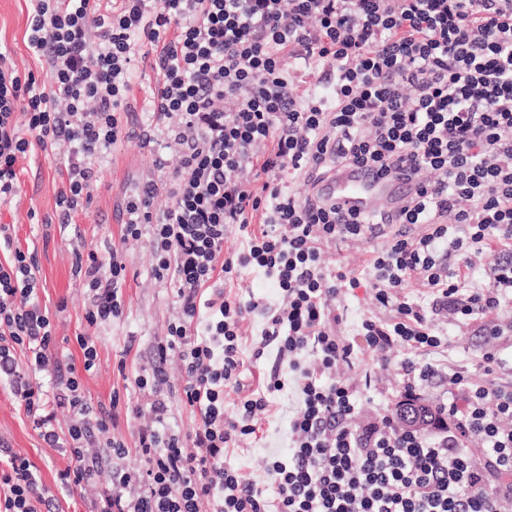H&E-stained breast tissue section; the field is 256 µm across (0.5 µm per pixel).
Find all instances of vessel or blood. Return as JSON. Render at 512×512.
Instances as JSON below:
<instances>
[{"mask_svg": "<svg viewBox=\"0 0 512 512\" xmlns=\"http://www.w3.org/2000/svg\"><path fill=\"white\" fill-rule=\"evenodd\" d=\"M317 191L320 196L339 203L345 209L361 210L369 202L377 201L393 211L412 193L413 184L403 177L385 180L354 168L340 177L321 182Z\"/></svg>", "mask_w": 512, "mask_h": 512, "instance_id": "b4317fda", "label": "vessel or blood"}]
</instances>
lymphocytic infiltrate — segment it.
I'll return each instance as SVG.
<instances>
[{
    "mask_svg": "<svg viewBox=\"0 0 512 512\" xmlns=\"http://www.w3.org/2000/svg\"><path fill=\"white\" fill-rule=\"evenodd\" d=\"M25 37L49 64L45 78L20 75L0 48V208L19 190L16 163L32 148L58 156L65 180L58 204L82 209L95 161L118 140L132 96L131 66L143 45L156 57L151 102L176 167L157 158L168 190L144 184L126 204L124 240L146 239L151 276L171 292L175 318L153 346L155 368L132 378L157 390L178 357L183 382L155 397L135 448L111 435L121 397L92 409L77 375L47 390L57 371L54 328L39 303L40 271L0 225V384L24 405L40 437L65 449L57 492L33 463L0 438V512H51L56 493L89 488V512H504L512 502V388L449 371L447 339L435 323L467 319L512 303V0H30ZM325 70L328 94L302 92L293 67ZM362 167L401 175L415 189L399 207L401 233L385 235L381 213H350L297 185ZM240 233L241 247L225 243ZM381 239L366 261L377 306L357 337L336 334L337 301L359 288L330 268L327 244ZM508 254L485 282L468 285L448 264L472 266L484 246ZM89 280L85 319L124 315L125 265L76 253ZM257 272L273 282L269 306L226 292ZM419 283L426 298L409 295ZM262 318L252 354L242 324ZM277 353L261 387L227 409L251 361ZM410 351L399 396L440 376L463 400L440 402L434 434L401 427L392 408L371 421L359 404L370 372L353 374L359 354ZM23 358H16V349ZM292 388L287 458L268 461L275 487L224 459L259 429L271 399ZM189 410L192 432L167 422L171 404ZM68 405L67 430L54 424ZM483 443L481 453L466 438ZM137 455L142 465L125 460Z\"/></svg>",
    "mask_w": 512,
    "mask_h": 512,
    "instance_id": "f902f5d3",
    "label": "lymphocytic infiltrate"
}]
</instances>
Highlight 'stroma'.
<instances>
[{
	"mask_svg": "<svg viewBox=\"0 0 512 512\" xmlns=\"http://www.w3.org/2000/svg\"><path fill=\"white\" fill-rule=\"evenodd\" d=\"M26 0H0V44L6 45L20 72L44 76L47 70L28 49L24 34L27 18ZM158 78L153 56H137L132 68L133 97L127 115L122 141L97 163V177L91 199L72 221L62 223L57 195L61 187L59 157L45 154L40 148L19 159L20 188L16 203L0 213V221L11 224L20 246L36 256L40 269V298L55 326L56 346L60 353L80 363L77 335L97 339L98 368L82 374V386L94 403L108 402L112 391H119L124 401L146 405L147 396L126 386L118 363L125 372L149 367L151 349L164 335L174 308L170 293L150 275L151 254L147 242H121L124 200L132 195L143 178L159 179L154 161L163 152L159 141H147L144 132L153 115L149 110L150 89ZM121 244L124 255L125 311L120 321L108 326H92L85 319L83 275L72 265L76 249L104 252L113 244ZM340 320L337 335L353 338L363 317L376 314L370 284H363L336 305ZM501 327L502 335H491L492 327ZM441 328L448 336L450 365L475 369L486 352H497L499 363L491 374H479L481 382L492 386L512 385V305L497 314L476 320L449 318ZM406 350L393 349L389 357L366 352L360 357V368L371 372L372 388L362 397L366 412L388 399L401 382L400 365ZM296 406L292 392L279 393L276 412L263 426L260 440H245V452L232 455V465L242 468L259 481H266V461L270 455L288 450V415ZM0 436L7 438L15 450L32 461L41 483L54 487L59 470L68 459L60 449L49 447L39 437L31 417L9 389L0 387Z\"/></svg>",
	"mask_w": 512,
	"mask_h": 512,
	"instance_id": "1",
	"label": "stroma"
}]
</instances>
